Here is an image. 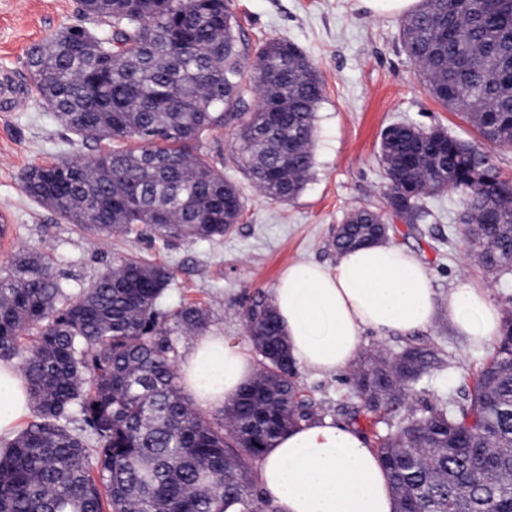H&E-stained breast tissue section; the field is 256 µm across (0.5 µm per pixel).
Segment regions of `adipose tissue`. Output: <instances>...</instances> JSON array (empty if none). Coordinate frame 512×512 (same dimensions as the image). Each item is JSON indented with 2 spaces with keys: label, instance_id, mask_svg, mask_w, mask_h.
<instances>
[{
  "label": "adipose tissue",
  "instance_id": "obj_1",
  "mask_svg": "<svg viewBox=\"0 0 512 512\" xmlns=\"http://www.w3.org/2000/svg\"><path fill=\"white\" fill-rule=\"evenodd\" d=\"M272 304L297 365L330 375L347 368L365 333L409 335L429 328L439 306L427 266L411 252L379 243L337 254L334 264L289 265ZM448 320L474 343L489 346L501 312L489 292L466 279L448 294ZM198 408H223L253 378L254 365L216 334L197 339L179 369ZM30 396L13 363L0 361V435L11 434L30 410ZM276 512H395L388 476L355 428L324 419L279 438L255 476Z\"/></svg>",
  "mask_w": 512,
  "mask_h": 512
}]
</instances>
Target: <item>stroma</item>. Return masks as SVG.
Wrapping results in <instances>:
<instances>
[{
	"instance_id": "35a3bbf8",
	"label": "stroma",
	"mask_w": 512,
	"mask_h": 512,
	"mask_svg": "<svg viewBox=\"0 0 512 512\" xmlns=\"http://www.w3.org/2000/svg\"><path fill=\"white\" fill-rule=\"evenodd\" d=\"M235 4L246 51H253L257 43L285 38L306 51L319 71L324 98L318 111L316 164L301 194L287 203L271 201L228 163L232 132H210L199 151L238 185L245 213L224 239L168 242L140 224L126 235L92 237L25 193L22 175L29 167L57 157L88 161L112 144L70 134L30 92L28 51L75 23L78 0H0V72L9 74L22 98L19 109L0 111V225L13 227L10 235L0 236V272L8 269L17 252L38 250L51 257L57 277L75 297L120 257L169 267L174 278L161 309L167 314L164 324L171 330L178 363L194 342L193 336L174 327L172 314L180 305H202L208 312V331L250 353L254 347L242 319L243 306L255 295L271 296L289 265L335 260L331 240L337 225L352 209L383 202L386 179L379 146L388 125L440 126L472 142L480 140L460 113L446 109L425 91L401 45L400 15L368 10L361 0ZM425 204L429 217L416 224L394 221L390 242L427 266L439 299H446L457 278L464 276L488 289L501 311L512 312V275L485 274L471 261L456 231L457 195L447 190L427 196ZM423 337L447 353L454 366L433 373L425 391L411 396L417 407L466 392L470 375L487 354L457 336L442 317ZM300 377L322 403V418L345 421L344 373L318 376L304 371Z\"/></svg>"
}]
</instances>
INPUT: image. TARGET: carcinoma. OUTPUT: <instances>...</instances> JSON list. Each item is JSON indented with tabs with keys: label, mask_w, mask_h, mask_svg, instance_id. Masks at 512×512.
<instances>
[{
	"label": "carcinoma",
	"mask_w": 512,
	"mask_h": 512,
	"mask_svg": "<svg viewBox=\"0 0 512 512\" xmlns=\"http://www.w3.org/2000/svg\"><path fill=\"white\" fill-rule=\"evenodd\" d=\"M400 35L425 90L466 113L483 140L512 149V0H423ZM255 60L277 76L260 93L234 0H78L77 23L28 58L35 93L66 130L139 146L32 166L25 192L99 237L143 224L166 240H220L245 202L194 151L223 127L235 135L233 162L265 198H296L315 164L323 81L288 40L263 42ZM380 160L392 214L413 224L429 214L428 194L451 190L467 251L488 274L512 273V180L492 155L439 127L395 124ZM388 231L385 214L364 206L336 227L332 245L341 252ZM172 279L163 265L126 257L72 298L40 251L18 253L0 275V360L15 362L37 412L0 447V512L271 510L254 466L278 438L319 419L322 405L258 296L242 310L261 357L256 378L221 419L192 408L160 322ZM174 319L201 335L208 313L188 304ZM445 367L433 343L365 357L349 378L350 420L363 433L384 426L371 448L396 512H512V314L466 397L410 405ZM72 413L90 435L69 427Z\"/></svg>",
	"instance_id": "cac0c4a2"
}]
</instances>
